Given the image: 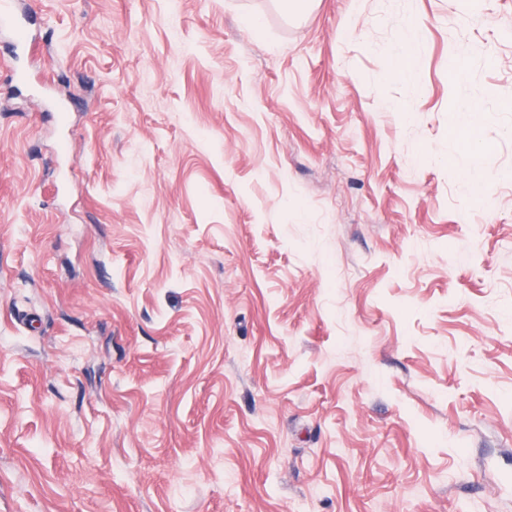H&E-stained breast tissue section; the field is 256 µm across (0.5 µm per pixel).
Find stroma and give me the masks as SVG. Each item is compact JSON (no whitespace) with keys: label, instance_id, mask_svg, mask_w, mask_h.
<instances>
[{"label":"stroma","instance_id":"obj_1","mask_svg":"<svg viewBox=\"0 0 512 512\" xmlns=\"http://www.w3.org/2000/svg\"><path fill=\"white\" fill-rule=\"evenodd\" d=\"M15 5L0 512H512V0ZM416 34L417 30L415 28H409L405 31L403 36V46L396 51L392 57V74L404 77L411 71L412 59L406 47L416 39Z\"/></svg>","mask_w":512,"mask_h":512}]
</instances>
